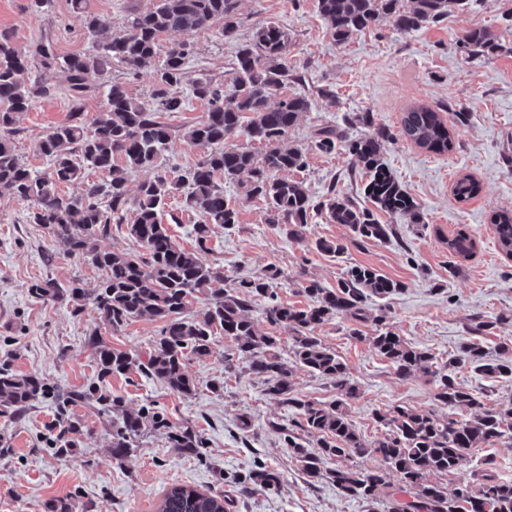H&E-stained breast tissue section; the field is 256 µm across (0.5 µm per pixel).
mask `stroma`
I'll list each match as a JSON object with an SVG mask.
<instances>
[{"label": "stroma", "instance_id": "1", "mask_svg": "<svg viewBox=\"0 0 512 512\" xmlns=\"http://www.w3.org/2000/svg\"><path fill=\"white\" fill-rule=\"evenodd\" d=\"M237 13V41L224 40L220 20L187 34L194 47L187 63L189 78L228 82L237 43L248 41L258 24L277 23L290 37V77L283 92L305 95L309 101L290 134L303 151L304 165L286 171V178L305 182L316 197L333 188L362 201L360 168L343 149L319 151L316 140L326 126L361 133V126H349L348 119L368 112L376 125L387 129L383 158L421 205L425 221L413 224L405 217L382 216V223L393 224L394 237L357 245L346 226L321 216L298 242L268 223L265 201L248 197L243 179L224 186L225 196L240 203V222L228 229L214 227L206 260L223 268L228 284L278 268V299L298 306L307 303L304 281L333 288L348 266L368 265L405 284L386 307L390 330L442 359L477 338L489 352H496L500 342L512 339V256L501 250L491 222L495 213L512 212V0H472L466 10L409 34L382 21L341 45L317 14L315 0H239ZM479 27L494 35L500 50L470 59L456 42ZM0 32L10 34L24 52L41 42L51 43L61 58L93 49L71 12L70 0H50L40 12L32 9L31 0H0ZM36 75L56 92L21 116L14 143L22 162L42 171L49 161L38 152L37 143L50 127L69 120L72 104L59 71L40 69ZM415 106L445 115L451 151L432 152L402 135L403 114ZM207 109L205 101L189 94L183 111L169 116L174 136L157 162V173L171 175L201 159L203 148L188 145L182 133ZM460 110L467 112V119L453 120ZM465 175L479 183L480 191L461 202L452 188ZM26 216L24 203L0 193V361L67 391L98 381L87 345L91 331H98L114 348L148 353L157 323L138 319L115 332L103 326L92 304L75 313L67 305L29 293L31 284L46 281L91 289L101 273L63 256L45 263L44 255L55 243L44 225L28 223ZM462 227L476 240L474 253L465 259L448 248L449 239ZM319 238L347 242L348 248L338 257L318 252L313 243ZM478 320L494 322L492 332H474ZM350 325V319L335 318L317 334L346 361L359 387L360 396L349 408L356 429L372 440L382 433L374 410L396 405L431 410L434 386L427 377L399 378L369 343L349 337ZM231 347V340L219 335L208 356L189 357L186 370L196 382L190 397L139 374L115 377L108 384L128 410L152 403L172 422L194 424L206 441L200 458L177 453L156 431L125 460L114 461L110 422L82 405L73 408L82 426L80 446L66 457L58 456L47 442L57 418L50 403L37 404L18 420L0 417V434L9 438L12 448L10 456L0 458V512H46L47 504L60 498L73 500V512H157L174 484L223 497L226 512H385V505L366 508L329 484H307L278 433L288 421L287 407L267 394L264 382L249 371L248 358H239L235 376L225 377L224 354ZM219 380L224 388L217 391L213 384ZM244 415L250 421L245 432L238 427ZM489 458L502 478L512 480V442L505 440L471 449L462 468L441 477V484L456 488ZM258 461L279 472L280 486L240 495L232 476Z\"/></svg>", "mask_w": 512, "mask_h": 512}]
</instances>
